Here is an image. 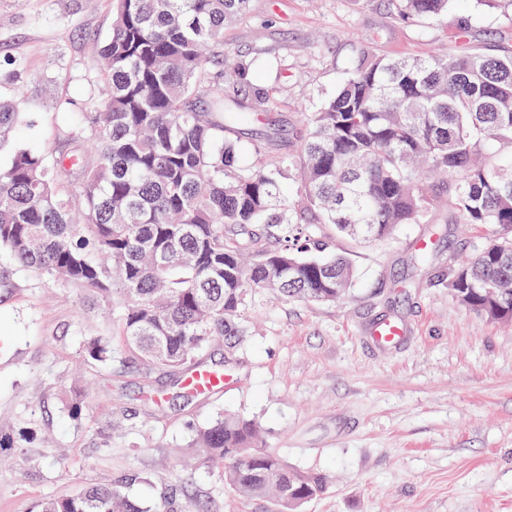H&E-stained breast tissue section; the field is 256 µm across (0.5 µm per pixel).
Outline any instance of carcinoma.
Instances as JSON below:
<instances>
[{"instance_id": "1", "label": "carcinoma", "mask_w": 512, "mask_h": 512, "mask_svg": "<svg viewBox=\"0 0 512 512\" xmlns=\"http://www.w3.org/2000/svg\"><path fill=\"white\" fill-rule=\"evenodd\" d=\"M400 18L436 20L451 0H391ZM250 0H112L104 66L58 155L16 146L0 166V252L18 270L81 289L103 315L119 301L114 339L90 336L100 364L143 365L182 387L218 337L249 335V294L334 302L353 266L336 241L385 239L431 220L490 224L473 256L448 268V288L491 321L512 319V51L471 44L449 55L387 57L355 51L349 76L302 112L296 149L242 165L237 144L270 110L240 85L258 58L232 61L224 25ZM20 117L0 97V146ZM293 181L292 192L283 181ZM501 293L485 301L486 289ZM201 463L224 465V484L276 512H301L329 478L288 465L255 424L220 416L194 431ZM36 512H199L163 495L132 499L124 484L46 497Z\"/></svg>"}]
</instances>
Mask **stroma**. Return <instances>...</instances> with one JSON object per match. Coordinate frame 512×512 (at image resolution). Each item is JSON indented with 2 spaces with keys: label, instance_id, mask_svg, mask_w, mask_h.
Wrapping results in <instances>:
<instances>
[{
  "label": "stroma",
  "instance_id": "1",
  "mask_svg": "<svg viewBox=\"0 0 512 512\" xmlns=\"http://www.w3.org/2000/svg\"><path fill=\"white\" fill-rule=\"evenodd\" d=\"M465 19L474 45L512 51V10L476 0H453L430 23L396 17L387 0H254L224 44L264 61L246 82L274 105L254 138L272 128L289 143L299 113L344 83L357 47L446 55ZM111 24L112 0H0V60L26 65L16 78L0 70V92L21 102L19 142L64 151ZM486 234L443 212L366 246L340 240L357 270L345 297L253 293L252 334L236 361L220 343L203 357L225 384L189 398L167 375L86 360L83 341L115 335L116 319L89 308L80 289L9 272L0 257V437L17 440L0 449V512H32L43 497L131 474L141 477L131 493L145 501L170 492L206 512H274L225 486L218 469L189 464L192 427L221 411L257 422L291 466L330 476L303 512H512V323L475 314L448 289L449 267ZM385 320L405 328L396 345L374 336ZM24 431L30 442H19Z\"/></svg>",
  "mask_w": 512,
  "mask_h": 512
}]
</instances>
